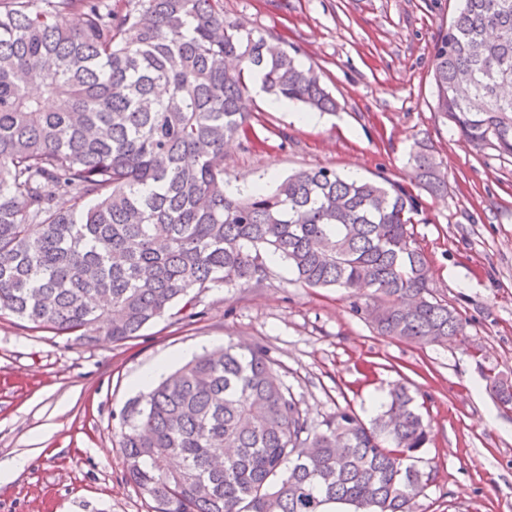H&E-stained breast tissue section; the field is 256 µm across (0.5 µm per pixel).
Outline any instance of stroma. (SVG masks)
Instances as JSON below:
<instances>
[{
  "label": "stroma",
  "instance_id": "stroma-1",
  "mask_svg": "<svg viewBox=\"0 0 512 512\" xmlns=\"http://www.w3.org/2000/svg\"><path fill=\"white\" fill-rule=\"evenodd\" d=\"M224 16L299 51L338 112L299 120L251 91L248 136L224 149L231 186L327 167L381 177L420 198L414 231L436 296L453 303L467 345L419 347L377 335L352 300L305 288L286 265L246 288L215 286L197 314L172 313L131 340L87 343L0 316V462L29 464L0 487V512H155L128 479L121 412L140 376L173 370L232 341L270 350L312 423L348 407L363 420L376 394L405 384L430 425L416 463L429 473L414 512H512V408L487 375L512 380V157L466 143L435 111L431 60L459 0H223ZM441 164L448 192L420 189L415 140Z\"/></svg>",
  "mask_w": 512,
  "mask_h": 512
}]
</instances>
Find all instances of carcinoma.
<instances>
[{"mask_svg":"<svg viewBox=\"0 0 512 512\" xmlns=\"http://www.w3.org/2000/svg\"><path fill=\"white\" fill-rule=\"evenodd\" d=\"M431 70L442 118L512 156V0H461ZM256 75L277 99L338 108L320 72L225 20L223 0H0V313L120 343L208 288L262 282L271 258L308 288L369 299L355 309L381 336L467 344L430 289L403 187L329 168L224 181ZM410 159L447 192L425 145ZM489 387L512 405L511 381ZM122 420L126 475L156 512H412L429 478L405 385L368 424L344 407L314 428L261 347L194 357Z\"/></svg>","mask_w":512,"mask_h":512,"instance_id":"carcinoma-1","label":"carcinoma"}]
</instances>
